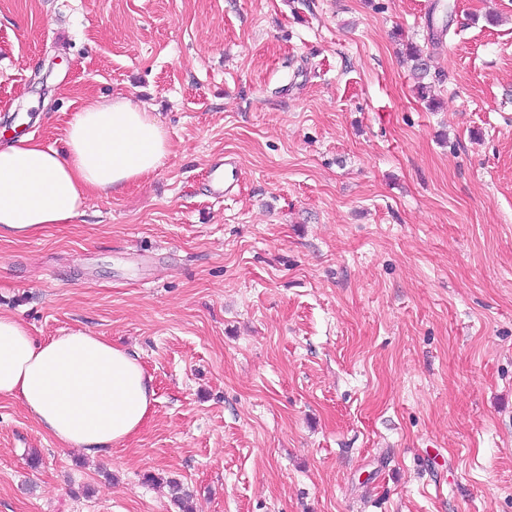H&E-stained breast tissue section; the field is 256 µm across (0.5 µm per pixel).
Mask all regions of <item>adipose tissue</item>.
Segmentation results:
<instances>
[{
    "instance_id": "ef3b65f1",
    "label": "adipose tissue",
    "mask_w": 512,
    "mask_h": 512,
    "mask_svg": "<svg viewBox=\"0 0 512 512\" xmlns=\"http://www.w3.org/2000/svg\"><path fill=\"white\" fill-rule=\"evenodd\" d=\"M67 152L28 136L0 143V240L42 234L155 172L171 152L157 118L125 97L85 103L65 130ZM137 355L87 332L40 342L0 314V398L20 400L61 447L95 456L123 444L156 401Z\"/></svg>"
}]
</instances>
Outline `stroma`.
<instances>
[{"label": "stroma", "instance_id": "obj_1", "mask_svg": "<svg viewBox=\"0 0 512 512\" xmlns=\"http://www.w3.org/2000/svg\"><path fill=\"white\" fill-rule=\"evenodd\" d=\"M435 2L0 0V142L120 95L172 142L0 240L1 314L157 392L97 457L0 399V512H179L167 478L195 512H512V0ZM412 57L415 61L412 76L416 82L417 89L424 94L428 88V83H426L425 80L431 75V55L424 53L420 49H416L412 52ZM240 169L234 161L217 160L211 164L208 191L214 196H224L239 183Z\"/></svg>", "mask_w": 512, "mask_h": 512}]
</instances>
